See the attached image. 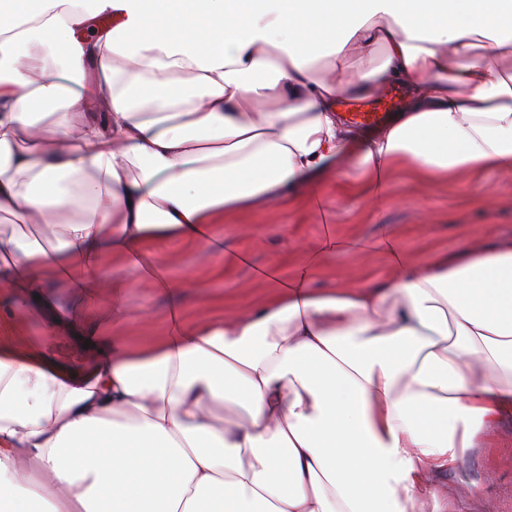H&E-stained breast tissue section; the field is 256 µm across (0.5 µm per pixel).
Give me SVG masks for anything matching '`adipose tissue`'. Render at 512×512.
I'll list each match as a JSON object with an SVG mask.
<instances>
[{"label": "adipose tissue", "mask_w": 512, "mask_h": 512, "mask_svg": "<svg viewBox=\"0 0 512 512\" xmlns=\"http://www.w3.org/2000/svg\"><path fill=\"white\" fill-rule=\"evenodd\" d=\"M386 85L379 130L340 120ZM341 167L512 172V0H0V512H447L512 419V244L124 333L142 251L235 262L209 225Z\"/></svg>", "instance_id": "adipose-tissue-1"}]
</instances>
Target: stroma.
Segmentation results:
<instances>
[{
    "label": "stroma",
    "mask_w": 512,
    "mask_h": 512,
    "mask_svg": "<svg viewBox=\"0 0 512 512\" xmlns=\"http://www.w3.org/2000/svg\"><path fill=\"white\" fill-rule=\"evenodd\" d=\"M322 208L332 216L328 227L345 246L322 261V273L314 282L318 288L328 287L338 278L384 273V259L374 249L383 235L395 236L405 252L421 262L434 254L454 252L464 239L482 242L492 235L511 242L512 173L490 171L476 182L433 187L398 174L383 202L346 197L331 187L322 197ZM324 227L310 215L291 222L285 209L272 205L241 219L225 218L212 225L211 232L232 239L255 264L275 267L277 275L286 278L293 274L302 250L319 238ZM163 258L165 277L194 278L207 284L206 296L186 300L185 314L190 319L219 316L225 308L250 304L265 293L249 267L220 269L218 258L179 240L168 242ZM126 301L133 313L126 327L128 335L164 330L166 304L155 292L150 274L138 278ZM470 483L476 484L478 497H457L459 487ZM435 489L455 495L456 512H482L488 501L495 504L497 512H512V422H502L488 447L473 449L463 462L444 472Z\"/></svg>",
    "instance_id": "1"
}]
</instances>
